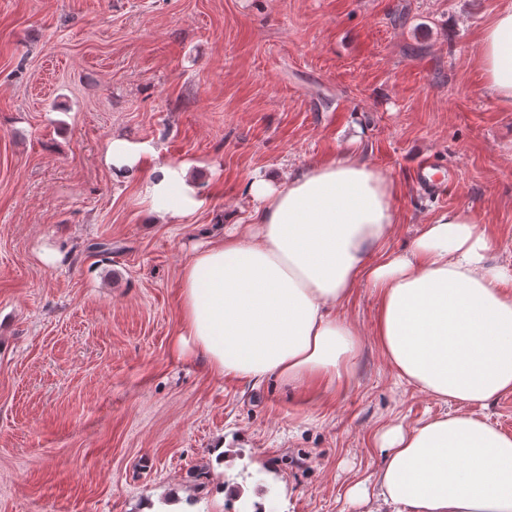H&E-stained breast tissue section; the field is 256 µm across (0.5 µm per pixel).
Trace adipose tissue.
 Segmentation results:
<instances>
[{
	"label": "adipose tissue",
	"instance_id": "ef3b65f1",
	"mask_svg": "<svg viewBox=\"0 0 512 512\" xmlns=\"http://www.w3.org/2000/svg\"><path fill=\"white\" fill-rule=\"evenodd\" d=\"M477 59L485 89L512 110V7L484 27ZM151 151L115 138L104 161L126 182ZM191 168L163 163L142 180L146 215L173 222L205 206ZM246 192L249 223L225 225L182 267L180 345L223 378L332 386L360 336L338 309L368 283L386 362L449 410L383 427L386 460L348 501L376 500L375 512H512V435L475 413L512 391V269L491 264L493 242L475 214L440 212L408 251H388L395 184L350 154L284 175L255 172Z\"/></svg>",
	"mask_w": 512,
	"mask_h": 512
}]
</instances>
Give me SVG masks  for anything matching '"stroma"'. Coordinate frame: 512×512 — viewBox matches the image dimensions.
<instances>
[{
	"instance_id": "obj_1",
	"label": "stroma",
	"mask_w": 512,
	"mask_h": 512,
	"mask_svg": "<svg viewBox=\"0 0 512 512\" xmlns=\"http://www.w3.org/2000/svg\"><path fill=\"white\" fill-rule=\"evenodd\" d=\"M512 0H0V512H368L345 493L383 462L376 433L444 412L399 380L371 327L336 386L255 385L177 354L180 269L246 217L257 170L350 153L389 175V248L467 209L512 266V111L485 90L481 28ZM152 144L143 173L192 160L205 209L151 224L139 182L104 163ZM432 156L448 187L420 191ZM56 262H46L47 252ZM235 449L230 471L218 445ZM154 154L147 143H136L124 138H113L107 145L104 161L116 182H127L136 177L144 155Z\"/></svg>"
}]
</instances>
